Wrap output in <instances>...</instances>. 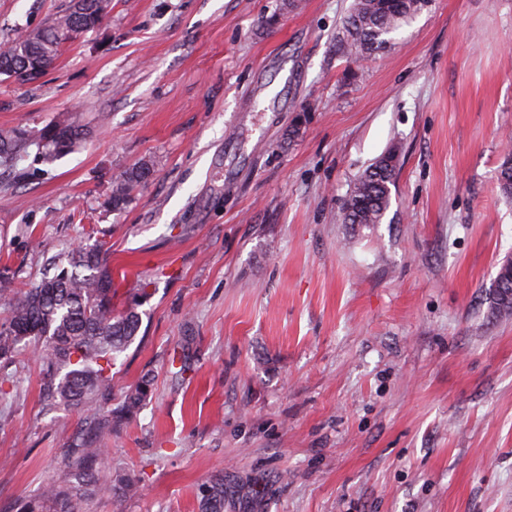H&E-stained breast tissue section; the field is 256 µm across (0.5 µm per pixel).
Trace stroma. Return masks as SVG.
<instances>
[{"mask_svg":"<svg viewBox=\"0 0 512 512\" xmlns=\"http://www.w3.org/2000/svg\"><path fill=\"white\" fill-rule=\"evenodd\" d=\"M62 2L0 0V43ZM350 2L112 0L39 82L0 76V128L89 129L0 169V267L21 286L101 244L141 318L112 402L151 392L103 442L137 492L89 512H200L219 475L224 512H512V316L488 310L512 256V0H431L356 62L336 53ZM393 147L381 223H341ZM42 381L29 354L0 364V512L67 477L81 415ZM498 184L501 193L512 199V147L506 146L500 157L498 168ZM153 165L142 162L127 169L112 182L107 205L114 211H120L128 205L132 192L144 185L152 174ZM149 383L150 382L148 380H145L134 390L126 393L122 400L121 407L116 411V413H120L126 419H130L135 416L142 403L148 397Z\"/></svg>","mask_w":512,"mask_h":512,"instance_id":"35a3bbf8","label":"stroma"}]
</instances>
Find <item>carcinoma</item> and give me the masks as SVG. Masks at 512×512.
I'll return each mask as SVG.
<instances>
[{
	"label": "carcinoma",
	"mask_w": 512,
	"mask_h": 512,
	"mask_svg": "<svg viewBox=\"0 0 512 512\" xmlns=\"http://www.w3.org/2000/svg\"><path fill=\"white\" fill-rule=\"evenodd\" d=\"M72 0L47 22L18 33L0 47V67H7L22 83H35L53 65L62 47L99 27L111 9V0ZM429 0H352L342 21L336 53L355 60L373 59L391 42V35L428 7ZM88 129L75 121H62L34 132L14 127L0 130V166L14 167L34 146L48 160L75 150ZM153 165L142 162L112 182L107 205L120 211L132 192L144 185ZM397 166L377 159L351 186L341 204L344 224H378L391 198ZM498 184L512 199V147L500 157ZM107 253L98 244L80 243L66 260L53 264L42 278L25 290L14 288L8 268L0 270V304L8 317L0 325V359L22 351L34 354L43 366V391L52 406L61 403L82 415L81 431L66 450L68 483H52L37 499L20 504L18 512H81V505L99 497L119 500L135 485L126 479L112 483L105 449L97 440L112 434V374L108 368L133 342L140 319L136 312H118ZM493 315L512 313V296L492 291ZM149 393L143 381L126 393L118 409L123 417L135 416ZM201 512H224V479L202 492Z\"/></svg>",
	"instance_id": "1"
}]
</instances>
